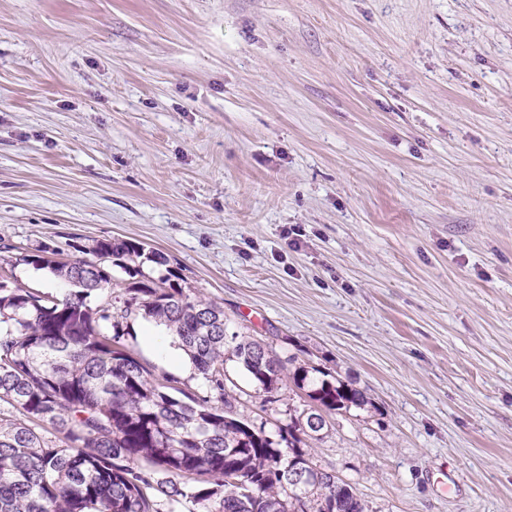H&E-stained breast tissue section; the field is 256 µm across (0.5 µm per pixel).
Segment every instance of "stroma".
Returning a JSON list of instances; mask_svg holds the SVG:
<instances>
[{
	"label": "stroma",
	"instance_id": "1",
	"mask_svg": "<svg viewBox=\"0 0 512 512\" xmlns=\"http://www.w3.org/2000/svg\"><path fill=\"white\" fill-rule=\"evenodd\" d=\"M104 238L365 392L366 512H512V0H0V249Z\"/></svg>",
	"mask_w": 512,
	"mask_h": 512
}]
</instances>
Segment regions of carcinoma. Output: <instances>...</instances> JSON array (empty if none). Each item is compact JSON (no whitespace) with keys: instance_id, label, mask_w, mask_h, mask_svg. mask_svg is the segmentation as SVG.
<instances>
[{"instance_id":"obj_1","label":"carcinoma","mask_w":512,"mask_h":512,"mask_svg":"<svg viewBox=\"0 0 512 512\" xmlns=\"http://www.w3.org/2000/svg\"><path fill=\"white\" fill-rule=\"evenodd\" d=\"M167 258L121 239L86 257L42 249L0 257V512H365L356 490L312 462L320 432L294 417L271 435L238 416L224 387L235 358L256 390L283 378L327 411L366 403L342 380L310 378L299 366L254 357L243 336L226 349L224 306L192 298L173 274L143 275L138 259ZM49 269L71 285L59 297L17 285L20 265ZM132 278L112 276V267ZM142 318L164 326L207 382L194 394L154 377L127 344ZM312 479L288 481V459Z\"/></svg>"}]
</instances>
